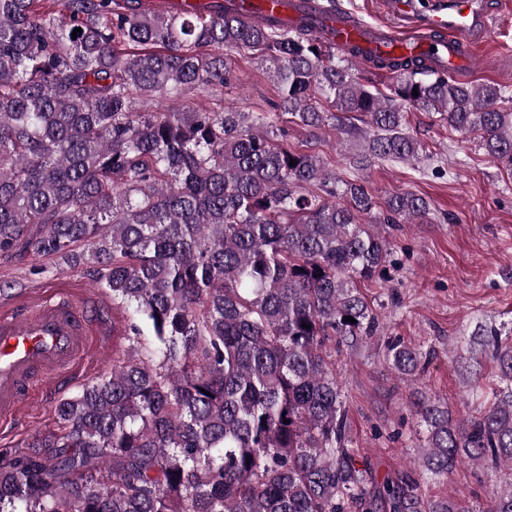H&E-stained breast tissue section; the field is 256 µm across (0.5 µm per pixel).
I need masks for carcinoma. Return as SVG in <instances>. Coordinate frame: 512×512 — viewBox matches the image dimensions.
Returning a JSON list of instances; mask_svg holds the SVG:
<instances>
[{
    "label": "carcinoma",
    "instance_id": "carcinoma-1",
    "mask_svg": "<svg viewBox=\"0 0 512 512\" xmlns=\"http://www.w3.org/2000/svg\"><path fill=\"white\" fill-rule=\"evenodd\" d=\"M233 50L273 65L271 111L224 106ZM364 65L393 84L355 74L306 23L222 4L0 0V258L91 261L126 314L112 372L57 405L56 430L0 451V512H471L424 501L404 474L374 484L336 381V349L379 327L360 288L387 262L379 225L424 220L429 204L393 194L369 223L365 186L292 147L281 119L316 137L365 118L366 168L420 159L413 105L477 134L512 175V107L499 85L422 60ZM203 92L213 107L164 108ZM469 345L500 386L463 421L421 404L417 468L433 476L466 459L512 472V326L478 325ZM387 360L404 379L428 364L399 340ZM488 512H512V484Z\"/></svg>",
    "mask_w": 512,
    "mask_h": 512
}]
</instances>
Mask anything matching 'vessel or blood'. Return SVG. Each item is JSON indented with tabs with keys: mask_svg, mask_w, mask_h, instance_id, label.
Segmentation results:
<instances>
[{
	"mask_svg": "<svg viewBox=\"0 0 512 512\" xmlns=\"http://www.w3.org/2000/svg\"><path fill=\"white\" fill-rule=\"evenodd\" d=\"M335 29L336 49L362 60L371 53L415 55L451 76L474 71L478 32L490 25L474 0H440L421 17L414 0H381L389 16L382 39L369 26L327 8L322 0H292ZM227 6L265 17L287 12L282 0H226ZM107 323H94L86 302L67 291L14 301L0 314V418L20 412L33 395L74 378L91 357L92 342L108 340Z\"/></svg>",
	"mask_w": 512,
	"mask_h": 512,
	"instance_id": "vessel-or-blood-1",
	"label": "vessel or blood"
}]
</instances>
